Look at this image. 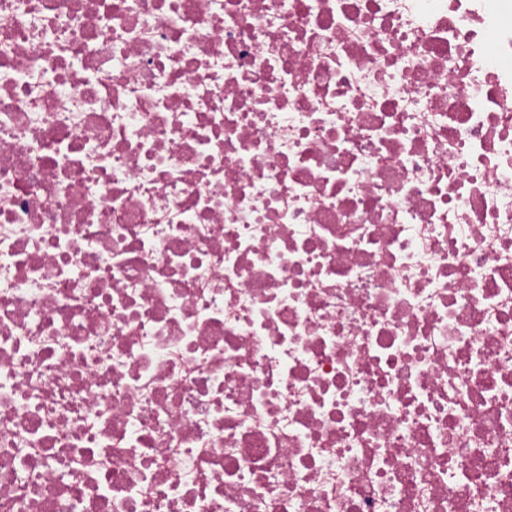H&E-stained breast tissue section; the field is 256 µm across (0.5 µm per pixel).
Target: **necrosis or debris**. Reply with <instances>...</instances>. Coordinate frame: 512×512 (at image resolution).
I'll use <instances>...</instances> for the list:
<instances>
[{"instance_id": "4bbe7bcc", "label": "necrosis or debris", "mask_w": 512, "mask_h": 512, "mask_svg": "<svg viewBox=\"0 0 512 512\" xmlns=\"http://www.w3.org/2000/svg\"><path fill=\"white\" fill-rule=\"evenodd\" d=\"M0 512H512V0H0Z\"/></svg>"}]
</instances>
